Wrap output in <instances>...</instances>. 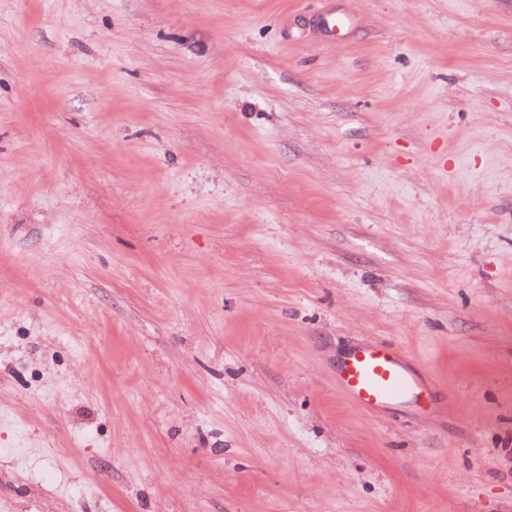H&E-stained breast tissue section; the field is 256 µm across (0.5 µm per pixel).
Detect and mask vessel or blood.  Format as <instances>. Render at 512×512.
<instances>
[{
  "label": "vessel or blood",
  "mask_w": 512,
  "mask_h": 512,
  "mask_svg": "<svg viewBox=\"0 0 512 512\" xmlns=\"http://www.w3.org/2000/svg\"><path fill=\"white\" fill-rule=\"evenodd\" d=\"M337 389L369 413L414 410L430 395L431 383L412 366L409 354L387 343L357 345L336 359Z\"/></svg>",
  "instance_id": "1"
}]
</instances>
